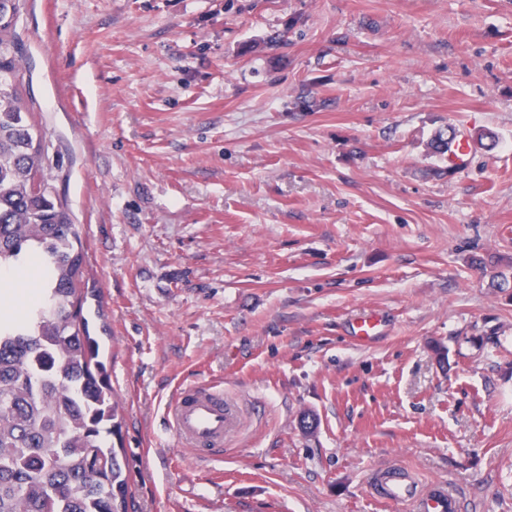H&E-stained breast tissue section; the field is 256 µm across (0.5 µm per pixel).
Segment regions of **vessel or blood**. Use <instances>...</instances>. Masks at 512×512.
I'll return each mask as SVG.
<instances>
[{
  "instance_id": "vessel-or-blood-1",
  "label": "vessel or blood",
  "mask_w": 512,
  "mask_h": 512,
  "mask_svg": "<svg viewBox=\"0 0 512 512\" xmlns=\"http://www.w3.org/2000/svg\"><path fill=\"white\" fill-rule=\"evenodd\" d=\"M379 320L371 313L359 315L351 325L353 338L367 345L378 334ZM169 430L181 447L197 459L211 457L226 437L240 426L238 406L225 398L217 386L201 385L180 389L166 413ZM372 497L393 512H458L459 499L451 484L420 483L402 466H388L372 474Z\"/></svg>"
}]
</instances>
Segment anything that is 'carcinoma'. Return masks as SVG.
Returning <instances> with one entry per match:
<instances>
[{"instance_id":"cac0c4a2","label":"carcinoma","mask_w":512,"mask_h":512,"mask_svg":"<svg viewBox=\"0 0 512 512\" xmlns=\"http://www.w3.org/2000/svg\"><path fill=\"white\" fill-rule=\"evenodd\" d=\"M0 0V270L44 268L23 322L0 302V512H136L119 405L89 336L87 250L45 165L42 132L19 93L15 26Z\"/></svg>"}]
</instances>
